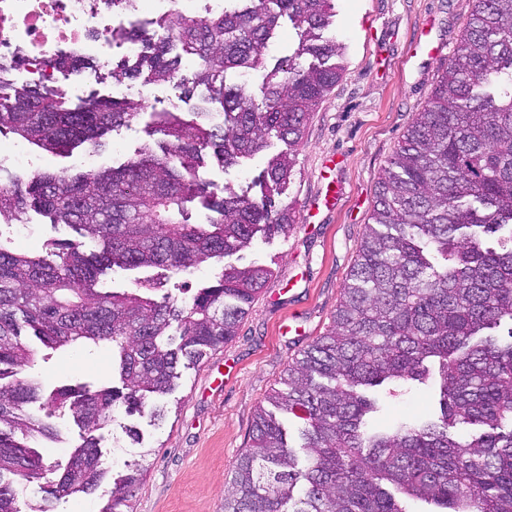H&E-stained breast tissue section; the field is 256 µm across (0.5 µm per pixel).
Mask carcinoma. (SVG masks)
Listing matches in <instances>:
<instances>
[{
    "label": "carcinoma",
    "mask_w": 512,
    "mask_h": 512,
    "mask_svg": "<svg viewBox=\"0 0 512 512\" xmlns=\"http://www.w3.org/2000/svg\"><path fill=\"white\" fill-rule=\"evenodd\" d=\"M333 9V0H247L206 19L174 13L151 36L124 33L141 49L132 72L115 79L145 72L151 83L171 82L180 79L179 56L198 61L193 85L207 96L196 117L160 114V152L144 148L120 168L0 183V219L30 207L101 246L87 255L62 243L55 263L0 244V512H21L17 480L55 473L31 447L54 429L28 405L66 408L84 429L53 495L88 493L104 477L93 432L116 402L160 414L151 399L172 390L181 361L197 362L236 336L270 276L262 265L226 264L216 285L186 300L158 301L152 286L102 295L97 275L111 263L178 274L250 247L259 232L290 231L293 207L275 205L274 196L290 179L310 113L341 78L344 47L322 35ZM284 19L298 47L266 75L261 99L244 83L227 85L232 73L264 68ZM0 90V132L49 151L95 147L144 110L140 100L114 97L67 108L37 84ZM213 101L222 108L217 123ZM273 137L288 151L267 161L263 198L226 185L211 196V222L190 223L187 204L205 192L196 180L205 155L231 165ZM370 220L330 329L288 364L286 389L266 396L273 410L256 409L224 512H415L418 502L432 512H512V341L494 335L512 323V0H475L444 73L379 178ZM25 327L51 350L111 343L123 393L1 383L3 367L34 363ZM429 380L437 419L368 427L369 389ZM281 415L300 424L299 445L289 443ZM146 472L141 462L114 478L100 512H133Z\"/></svg>",
    "instance_id": "cac0c4a2"
}]
</instances>
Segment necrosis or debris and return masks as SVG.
I'll list each match as a JSON object with an SVG mask.
<instances>
[{
	"instance_id": "4bbe7bcc",
	"label": "necrosis or debris",
	"mask_w": 512,
	"mask_h": 512,
	"mask_svg": "<svg viewBox=\"0 0 512 512\" xmlns=\"http://www.w3.org/2000/svg\"><path fill=\"white\" fill-rule=\"evenodd\" d=\"M124 15L114 0H0V63L11 64V80L47 86L67 81L65 58L107 68Z\"/></svg>"
}]
</instances>
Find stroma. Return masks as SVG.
<instances>
[{"label":"stroma","mask_w":512,"mask_h":512,"mask_svg":"<svg viewBox=\"0 0 512 512\" xmlns=\"http://www.w3.org/2000/svg\"><path fill=\"white\" fill-rule=\"evenodd\" d=\"M329 28L345 46L343 72L324 102L306 123L293 174L276 204H291L297 222L285 235L257 236L252 248L232 255L235 264L256 263L272 277L242 320L236 336L200 362L182 368L175 390L162 400V419L128 416L117 406L99 430L101 462L111 476L123 473L151 449L148 471L133 494V512H224V489L249 445L256 408L278 388L288 363L331 325L342 287L356 258L372 209L376 185L404 132L425 107L473 9L474 0H335ZM182 72L191 75V62ZM183 80L150 85L148 106L137 119L113 128L101 150L99 165L116 167L160 139L158 113L178 104L182 115L194 112L198 94ZM271 140L268 153L224 167L210 161L199 179L210 190L223 186L260 196L255 178L269 154L281 151ZM336 205L323 207L327 189ZM314 217H307V209ZM27 231L17 222L0 221V244L19 253L44 256L64 240L78 241L85 253L96 252L90 240L70 227L51 224L28 211ZM223 266L213 260L191 274L159 267H109L97 278L100 292H124L151 281L173 296H190L212 285ZM18 379H38L45 390L72 385L92 390L120 387L118 362L111 345L74 346L39 356ZM377 409L369 425L387 430L404 420L439 414L435 386L408 384L395 392H370ZM32 413L57 430L39 445L48 461L66 465L81 442L70 411L53 413L31 404ZM47 480L21 481L20 504L47 503L50 512H99L112 494L104 481L89 493L48 498Z\"/></svg>","instance_id":"1"}]
</instances>
